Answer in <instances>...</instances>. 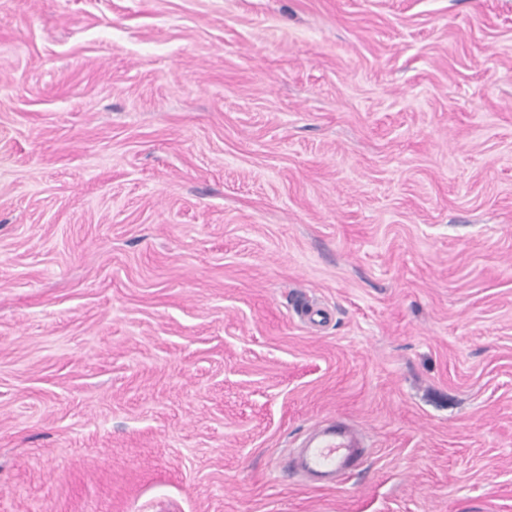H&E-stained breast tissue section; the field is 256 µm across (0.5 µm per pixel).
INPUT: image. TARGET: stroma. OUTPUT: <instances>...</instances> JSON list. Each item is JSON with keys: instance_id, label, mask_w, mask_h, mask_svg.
I'll list each match as a JSON object with an SVG mask.
<instances>
[{"instance_id": "1", "label": "stroma", "mask_w": 512, "mask_h": 512, "mask_svg": "<svg viewBox=\"0 0 512 512\" xmlns=\"http://www.w3.org/2000/svg\"><path fill=\"white\" fill-rule=\"evenodd\" d=\"M0 512H512V0H0ZM360 437L346 424L337 423L319 432L317 439L305 448L303 468L327 478V486H335L361 461Z\"/></svg>"}]
</instances>
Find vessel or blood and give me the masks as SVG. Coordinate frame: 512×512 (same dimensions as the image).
Segmentation results:
<instances>
[{
    "label": "vessel or blood",
    "instance_id": "obj_1",
    "mask_svg": "<svg viewBox=\"0 0 512 512\" xmlns=\"http://www.w3.org/2000/svg\"><path fill=\"white\" fill-rule=\"evenodd\" d=\"M359 445L360 438L349 425L325 427L306 448L303 467L308 472L324 475L329 485H336L361 461Z\"/></svg>",
    "mask_w": 512,
    "mask_h": 512
}]
</instances>
